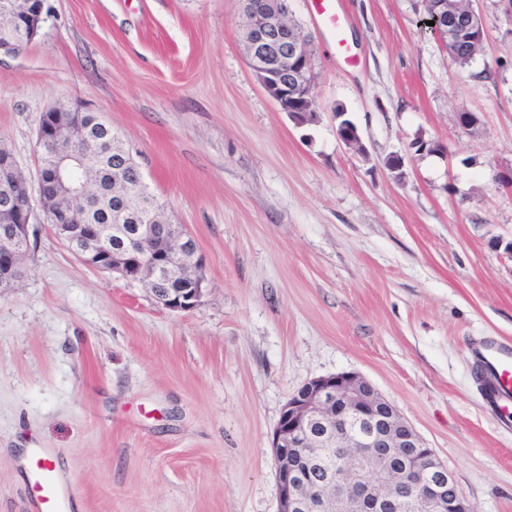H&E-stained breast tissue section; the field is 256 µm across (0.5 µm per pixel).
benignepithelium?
<instances>
[{
	"label": "benign epithelium",
	"instance_id": "7a95c632",
	"mask_svg": "<svg viewBox=\"0 0 512 512\" xmlns=\"http://www.w3.org/2000/svg\"><path fill=\"white\" fill-rule=\"evenodd\" d=\"M25 29L17 33L3 21L10 4L0 3V52H16L38 34L44 20L43 0H23ZM249 64L268 95L279 105L311 95L310 40L284 18L273 0H241ZM434 34L458 43L476 33L472 48L482 45L484 22L472 0H437ZM107 137L112 126L99 114L81 125L52 107L40 117L38 142L44 147L62 134L87 138L95 125ZM79 170L63 159L47 173L39 169L40 203L55 235L88 266L127 281H143L162 307L193 310L203 295V259L196 241L179 224H141L132 241L114 249L99 229L75 223L76 208H86ZM0 184L7 188L4 206L12 222L0 235V292L24 276L34 213L27 180L19 176L13 156L0 151ZM179 288H160L167 280ZM278 485V512H403L424 505L429 512H472L448 468L422 441L392 403L353 372L314 378L283 407L272 438ZM321 468L324 479L304 474Z\"/></svg>",
	"mask_w": 512,
	"mask_h": 512
}]
</instances>
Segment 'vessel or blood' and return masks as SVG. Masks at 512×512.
Here are the masks:
<instances>
[{"instance_id":"vessel-or-blood-1","label":"vessel or blood","mask_w":512,"mask_h":512,"mask_svg":"<svg viewBox=\"0 0 512 512\" xmlns=\"http://www.w3.org/2000/svg\"><path fill=\"white\" fill-rule=\"evenodd\" d=\"M318 19L340 32L344 18L336 0H311ZM478 386L484 403L501 417L512 416V344L495 339L478 343L473 351ZM32 493L39 512H69L70 498L53 468L37 460Z\"/></svg>"}]
</instances>
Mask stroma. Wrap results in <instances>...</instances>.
<instances>
[{
    "label": "stroma",
    "instance_id": "1",
    "mask_svg": "<svg viewBox=\"0 0 512 512\" xmlns=\"http://www.w3.org/2000/svg\"><path fill=\"white\" fill-rule=\"evenodd\" d=\"M340 7L352 65L289 0L311 44L304 125L251 71L238 0H45L36 38L0 53V146L31 192L41 113H99L205 279L195 309H165L36 214L0 295V512H35L22 448L56 457L79 512H277L281 410L343 371L396 406L474 512H512V429L471 360L479 338L512 342V17L476 0L484 46L460 67L423 0ZM340 107L362 150L340 141Z\"/></svg>",
    "mask_w": 512,
    "mask_h": 512
}]
</instances>
